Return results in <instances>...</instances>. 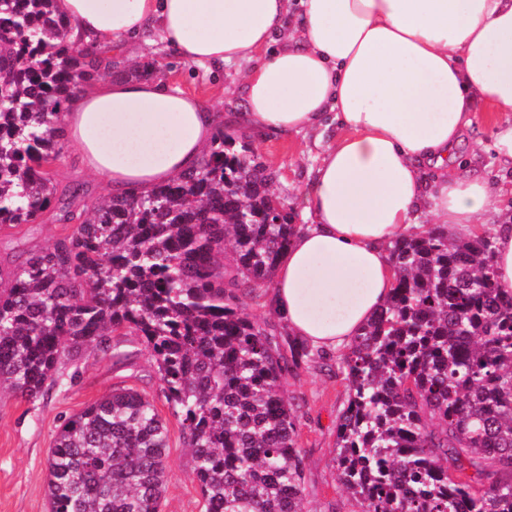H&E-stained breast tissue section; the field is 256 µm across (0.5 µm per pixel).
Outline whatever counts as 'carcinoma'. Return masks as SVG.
Returning <instances> with one entry per match:
<instances>
[{
  "label": "carcinoma",
  "instance_id": "cac0c4a2",
  "mask_svg": "<svg viewBox=\"0 0 512 512\" xmlns=\"http://www.w3.org/2000/svg\"><path fill=\"white\" fill-rule=\"evenodd\" d=\"M53 0H0V230L56 193L64 103L100 74ZM274 174L224 135L146 195L58 218L53 248L0 277V389L34 400L83 347L130 330L154 358L194 459L205 512H303L286 355L242 298L272 281L299 225ZM494 236L438 226L390 248L394 286L339 369L348 401L334 462L358 512H512V291ZM169 430L133 388L72 415L48 459L51 512H160Z\"/></svg>",
  "mask_w": 512,
  "mask_h": 512
}]
</instances>
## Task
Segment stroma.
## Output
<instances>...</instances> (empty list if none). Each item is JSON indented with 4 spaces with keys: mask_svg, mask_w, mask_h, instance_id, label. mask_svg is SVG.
Returning a JSON list of instances; mask_svg holds the SVG:
<instances>
[{
    "mask_svg": "<svg viewBox=\"0 0 512 512\" xmlns=\"http://www.w3.org/2000/svg\"><path fill=\"white\" fill-rule=\"evenodd\" d=\"M147 66L155 68L158 78L214 103L222 112L243 109L245 65L234 63L219 71L209 70L181 61L156 41L140 45L134 56L121 57L117 75L135 79ZM334 134L330 128L319 135H269L251 144L259 161L275 172L272 189L287 203L294 223L306 221L296 201L314 173L321 142ZM458 161L464 170L481 174L493 185L494 208L480 220L486 231H493L496 224L512 217V169L498 162L484 119H477ZM52 175L57 193L39 222L0 232V269L12 270L20 253L47 249L72 233V226L56 220L60 207L68 201L66 192L71 185L80 186L88 205L108 195L99 179L81 173L71 145H64ZM112 343L115 351L111 354L86 347L75 361L62 367V384L51 387L37 400L9 394L0 399V512H50L47 459L59 428L86 405L121 387L134 388L153 400L169 428V484L161 512H203L193 455L184 445L179 421L162 393L149 351L139 336L127 330L114 334ZM284 390L289 400L300 406L298 446L305 464V512H353L333 461L336 417L348 397L343 374L337 368L304 361L291 367Z\"/></svg>",
    "mask_w": 512,
    "mask_h": 512,
    "instance_id": "1",
    "label": "stroma"
}]
</instances>
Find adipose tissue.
Returning a JSON list of instances; mask_svg holds the SVG:
<instances>
[{
	"mask_svg": "<svg viewBox=\"0 0 512 512\" xmlns=\"http://www.w3.org/2000/svg\"><path fill=\"white\" fill-rule=\"evenodd\" d=\"M82 47L154 37L187 63L244 62L224 116L156 77L87 83L64 106L82 170L146 194L196 169L223 125L255 136L340 130L298 199L308 223L280 257L271 311L313 349H346L393 287L392 243L418 213L472 235L494 205L458 170L478 109L512 167V0H53Z\"/></svg>",
	"mask_w": 512,
	"mask_h": 512,
	"instance_id": "1",
	"label": "adipose tissue"
}]
</instances>
